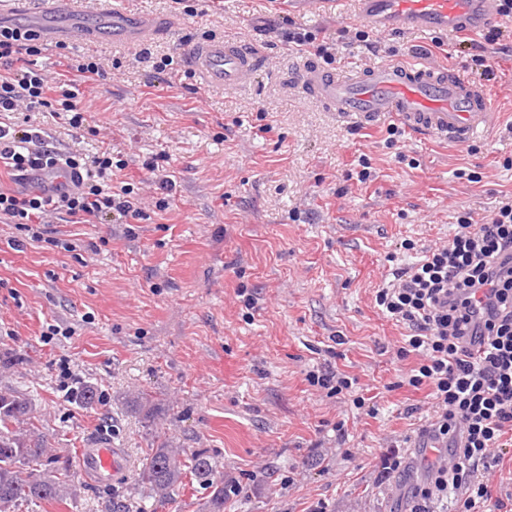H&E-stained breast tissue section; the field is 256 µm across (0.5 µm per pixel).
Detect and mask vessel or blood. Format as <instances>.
I'll return each mask as SVG.
<instances>
[{
  "label": "vessel or blood",
  "mask_w": 512,
  "mask_h": 512,
  "mask_svg": "<svg viewBox=\"0 0 512 512\" xmlns=\"http://www.w3.org/2000/svg\"><path fill=\"white\" fill-rule=\"evenodd\" d=\"M499 0H356L355 18L376 31H418L434 35H473L499 19ZM112 38L133 42L153 35L155 28L144 15L113 12ZM39 33L50 42L80 37L74 26L45 23ZM261 55L239 42L208 39L192 44L189 68L209 88L237 87L255 77ZM298 85L331 103L339 116L360 123L390 113L408 129L451 143L471 142L490 127L495 114L482 87L454 71L436 70L422 62L390 63L372 73L346 80L336 74L301 66ZM83 470L100 483L125 480L129 464L119 449L104 440L79 449Z\"/></svg>",
  "instance_id": "1"
}]
</instances>
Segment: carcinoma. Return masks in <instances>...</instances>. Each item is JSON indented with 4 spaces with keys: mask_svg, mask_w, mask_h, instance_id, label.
Masks as SVG:
<instances>
[{
    "mask_svg": "<svg viewBox=\"0 0 512 512\" xmlns=\"http://www.w3.org/2000/svg\"><path fill=\"white\" fill-rule=\"evenodd\" d=\"M98 389L87 382L76 392L85 408L95 405ZM126 404L151 418L156 403L145 392L125 396ZM211 490L206 512H224V476L206 454L186 455V449L165 438L141 462L139 482L143 493L162 502L185 478ZM68 468L54 449L45 444L31 395L22 389L0 386V512H15L25 504L64 502L72 494Z\"/></svg>",
    "mask_w": 512,
    "mask_h": 512,
    "instance_id": "1",
    "label": "carcinoma"
}]
</instances>
